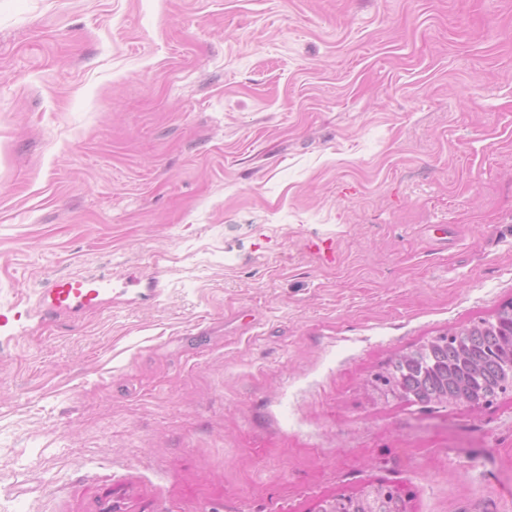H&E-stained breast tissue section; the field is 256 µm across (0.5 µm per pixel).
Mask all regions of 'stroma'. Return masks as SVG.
Listing matches in <instances>:
<instances>
[{
	"instance_id": "stroma-1",
	"label": "stroma",
	"mask_w": 512,
	"mask_h": 512,
	"mask_svg": "<svg viewBox=\"0 0 512 512\" xmlns=\"http://www.w3.org/2000/svg\"><path fill=\"white\" fill-rule=\"evenodd\" d=\"M511 301L512 0H0V512H512ZM57 306H70L75 303L84 307L95 305L98 291L95 288H81L80 284L72 281H56L51 288ZM512 326V304L503 307L494 320H484L467 326L460 336L455 330L444 333L447 342L436 345L428 353L425 364L412 363L406 366L394 365L388 371L395 377H401L405 384L420 398H432L445 393L448 395L463 390L477 399L495 398L511 386L512 389V351L505 343V332ZM447 364L448 380L446 384L432 369ZM511 377V385L509 379ZM391 395L406 399L412 403H445L459 407H468L465 398L448 401V395L431 400H420L409 394L401 384L395 381L385 388ZM383 484H373L364 488L356 495H338L336 501L340 503L336 512H376L373 507L375 497L380 492Z\"/></svg>"
}]
</instances>
